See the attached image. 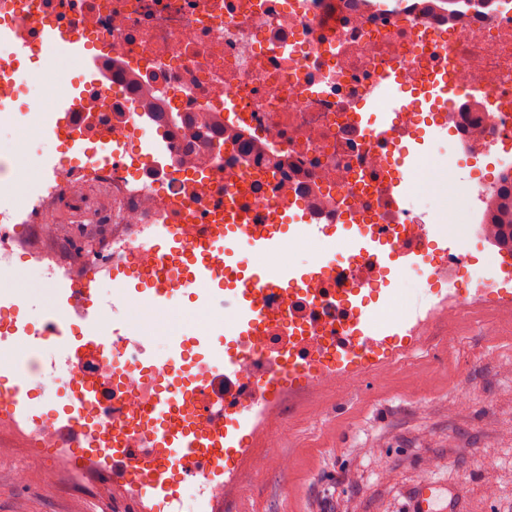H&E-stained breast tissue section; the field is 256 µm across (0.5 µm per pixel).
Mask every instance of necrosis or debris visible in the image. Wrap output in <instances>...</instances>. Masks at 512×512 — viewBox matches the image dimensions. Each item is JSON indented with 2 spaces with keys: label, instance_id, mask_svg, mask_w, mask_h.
Instances as JSON below:
<instances>
[{
  "label": "necrosis or debris",
  "instance_id": "4bbe7bcc",
  "mask_svg": "<svg viewBox=\"0 0 512 512\" xmlns=\"http://www.w3.org/2000/svg\"><path fill=\"white\" fill-rule=\"evenodd\" d=\"M365 1L0 0V24L22 26L26 43L48 21L96 49L58 130L80 143L81 162L55 165L46 180L20 190L10 159H0V194L22 197L0 210V299L26 296L14 285L19 261L40 281L127 267L168 275L173 261L153 247L149 225L216 224L234 210L258 227L295 207L314 224H361L393 243L429 248L432 226L411 205L392 209L378 193L379 182L399 179L404 144L426 119L447 132L472 170L461 181L453 166L437 165L424 182L432 193L452 187L448 219L507 188L512 110L501 104L512 101V0H459L461 26L449 24L446 0L430 14L420 0H369L370 10ZM389 75L407 104L388 111L375 135L359 111ZM441 85L450 102L431 109ZM151 93L155 113L144 107ZM67 212L91 231L89 252L28 247L23 225L48 232ZM362 278L375 284L382 275L352 258L309 281L305 300L267 291L270 362L297 352L335 361L332 334L351 321L344 300ZM131 343L111 330L104 356L89 359L85 373L107 386L91 418H111L123 406L121 440L140 448L146 436L137 414L173 382L167 364H143ZM267 363L239 359L236 401L261 384ZM58 429L54 417L29 421L0 410V431L24 451L19 477L36 470L55 479L72 455Z\"/></svg>",
  "mask_w": 512,
  "mask_h": 512
}]
</instances>
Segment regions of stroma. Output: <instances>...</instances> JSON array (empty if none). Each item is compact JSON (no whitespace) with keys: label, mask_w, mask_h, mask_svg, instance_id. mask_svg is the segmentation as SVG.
Wrapping results in <instances>:
<instances>
[{"label":"stroma","mask_w":512,"mask_h":512,"mask_svg":"<svg viewBox=\"0 0 512 512\" xmlns=\"http://www.w3.org/2000/svg\"><path fill=\"white\" fill-rule=\"evenodd\" d=\"M26 82L31 95L9 103L11 119L0 124V153L14 158L18 184L33 185L53 160L69 161L76 154L59 147L45 122L58 107L45 71L27 70ZM409 150L419 166L404 174L412 183L407 199L435 216L445 211L447 196L423 195L418 185L432 164L453 162L455 153L426 125ZM343 241L339 229L329 236L312 233L292 252L253 259L251 270L261 274L275 264L302 269ZM18 279L32 291L17 305L18 320L31 332L13 337V355L28 348L32 332L46 320L64 314L69 323L78 321L66 314V296L56 282L35 284L24 271ZM440 299L437 288L423 286L414 272L396 298L368 293L370 322L391 336L400 316L426 313ZM223 303L217 284L159 306L150 289L136 290L130 281L119 290L108 279L100 281L94 299L106 325L125 335L134 329L114 312L117 304L163 324L162 337L140 339L145 348L140 359L147 365L169 359L179 348L195 358L221 351L223 330L208 332L206 343H198L196 320ZM462 392L469 398L464 407L458 404ZM274 420L285 433L251 449L237 481L224 488L223 512H403L412 488L426 479L453 484L461 512H512V328L490 330L479 312H471L466 328L457 331L433 322L415 349L357 377L354 387L286 396ZM283 457L290 468L280 465ZM17 458L14 451L0 455V512H91L102 503L111 512H133L114 500L110 485L90 474L66 469L48 483L34 470L19 479Z\"/></svg>","instance_id":"obj_1"}]
</instances>
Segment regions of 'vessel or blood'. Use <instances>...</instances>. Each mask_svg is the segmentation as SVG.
I'll return each instance as SVG.
<instances>
[{"label": "vessel or blood", "instance_id": "1", "mask_svg": "<svg viewBox=\"0 0 512 512\" xmlns=\"http://www.w3.org/2000/svg\"><path fill=\"white\" fill-rule=\"evenodd\" d=\"M38 47L51 57L70 56L77 52L78 43L74 35L54 27L39 30ZM282 225L267 224L255 230L241 223L237 215H229L222 224H204L193 248L184 244V227L180 224H160L154 230L153 238L158 249L180 254L190 251L192 265L182 281L183 288H200L216 281L217 271L214 257H222L226 277L223 279L230 290L224 306L230 311V323L239 339L257 335L266 321L263 311V297L267 289L281 292L292 291L301 295V283L307 282L311 274L328 275L335 267L333 259H319L313 273H293L286 268H277L264 275L244 273L243 265L254 257H263L280 250L284 241ZM348 254L369 259L379 268H386L395 261L407 263L421 256L419 247L409 245L394 248L379 237L362 231L359 225L346 227ZM61 289L67 293L76 315L84 324L87 334L81 341H73L65 327L64 320L49 322L45 337L65 355L64 365L57 370L47 385L49 394H65L69 402L64 409L59 435L62 442L73 448L72 471L87 473L93 470H111L112 489L138 501V512H152L149 500L168 497L173 486L187 477L180 467L183 460L194 459L202 464L198 475L206 480L226 474L228 458L243 461L248 451L244 440L261 442L267 436V416L274 407L290 393L305 391L311 381L320 376L330 377L332 382L368 373L380 368L381 341L377 337L363 335L357 339L339 336L336 363L324 367L300 356L289 367L264 381L257 389L252 402L242 408L233 406L225 399L222 390H215V400L209 414L213 420L210 430L203 435H191L181 422L179 415L192 409L198 395L182 390L162 395L151 400L146 417L149 426L147 445L157 461L147 464L140 449L120 448L115 439L120 431V419L90 421L88 411L97 405L103 389L86 382L82 367L91 356L104 348V321L93 309L92 298L96 293L93 279L81 284L61 282ZM481 307L489 311L493 320L512 321V291L498 290L496 298L484 299ZM235 354H227L222 365L215 369H203L199 379L204 386H211L214 378L220 377L226 383H235ZM91 444L92 452H84V444ZM406 512H458L454 493L447 483L427 480L420 482L411 495Z\"/></svg>", "mask_w": 512, "mask_h": 512}]
</instances>
